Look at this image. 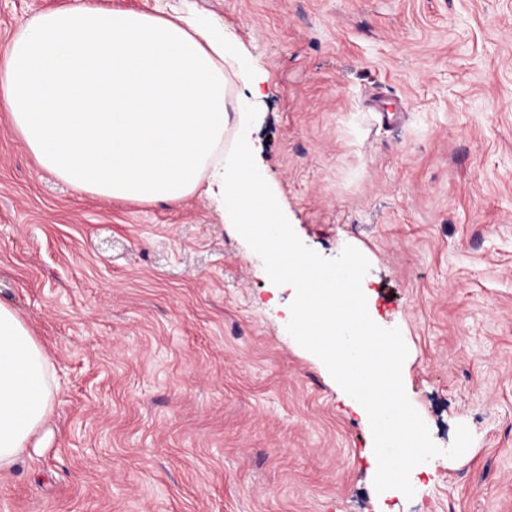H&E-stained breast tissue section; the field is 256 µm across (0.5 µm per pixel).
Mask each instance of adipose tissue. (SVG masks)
<instances>
[{
    "mask_svg": "<svg viewBox=\"0 0 512 512\" xmlns=\"http://www.w3.org/2000/svg\"><path fill=\"white\" fill-rule=\"evenodd\" d=\"M253 81L221 29L180 16L79 4L37 14L0 48V110L42 167L75 189L177 203L206 187L234 223L277 256L294 279L311 269L322 286L299 290L294 319L314 337L328 324L345 394L374 428L406 424L398 397L400 343L376 335L356 291L359 262L339 274L311 264L290 242L254 166L246 122L223 147L228 104L247 110L235 84ZM55 373L18 314L0 302V471L10 470L52 408Z\"/></svg>",
    "mask_w": 512,
    "mask_h": 512,
    "instance_id": "adipose-tissue-1",
    "label": "adipose tissue"
}]
</instances>
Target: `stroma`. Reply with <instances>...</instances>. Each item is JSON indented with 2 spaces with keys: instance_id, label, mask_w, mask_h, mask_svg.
Wrapping results in <instances>:
<instances>
[{
  "instance_id": "stroma-1",
  "label": "stroma",
  "mask_w": 512,
  "mask_h": 512,
  "mask_svg": "<svg viewBox=\"0 0 512 512\" xmlns=\"http://www.w3.org/2000/svg\"><path fill=\"white\" fill-rule=\"evenodd\" d=\"M76 2L0 0V47ZM95 2L223 26L261 80L255 164L288 237L326 269L359 257L434 470L372 469L244 226L195 194L75 190L0 111V302L58 381L0 512H512V0Z\"/></svg>"
}]
</instances>
